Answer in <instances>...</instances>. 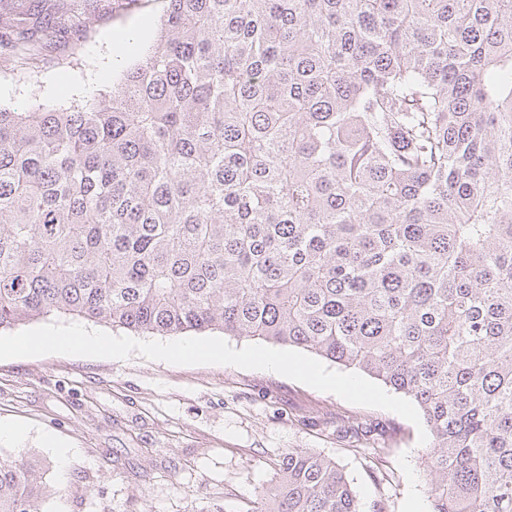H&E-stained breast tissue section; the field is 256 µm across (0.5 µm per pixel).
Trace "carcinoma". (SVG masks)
Masks as SVG:
<instances>
[{"label":"carcinoma","mask_w":512,"mask_h":512,"mask_svg":"<svg viewBox=\"0 0 512 512\" xmlns=\"http://www.w3.org/2000/svg\"><path fill=\"white\" fill-rule=\"evenodd\" d=\"M0 5V42L87 31ZM86 110L0 107V330L307 350L413 400L433 512H512V0H167ZM0 457V512H39ZM251 512H360L292 448Z\"/></svg>","instance_id":"carcinoma-1"}]
</instances>
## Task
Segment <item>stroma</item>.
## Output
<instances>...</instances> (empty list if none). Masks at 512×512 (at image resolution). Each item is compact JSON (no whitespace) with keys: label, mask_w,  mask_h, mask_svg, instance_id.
Listing matches in <instances>:
<instances>
[{"label":"stroma","mask_w":512,"mask_h":512,"mask_svg":"<svg viewBox=\"0 0 512 512\" xmlns=\"http://www.w3.org/2000/svg\"><path fill=\"white\" fill-rule=\"evenodd\" d=\"M167 0H97L83 39L57 38L25 60L0 47V107L26 110L89 106L145 57ZM138 34L123 64L108 62L118 38ZM353 426L397 430L400 441L380 463L349 449L337 431ZM0 424L28 432L1 442L0 456L44 462L53 493L41 512H250L291 448H310L344 469L362 512H430L428 444L416 427L383 409L354 405L266 370L173 365L51 354L0 361ZM51 432L72 456L60 470L41 434Z\"/></svg>","instance_id":"stroma-1"}]
</instances>
